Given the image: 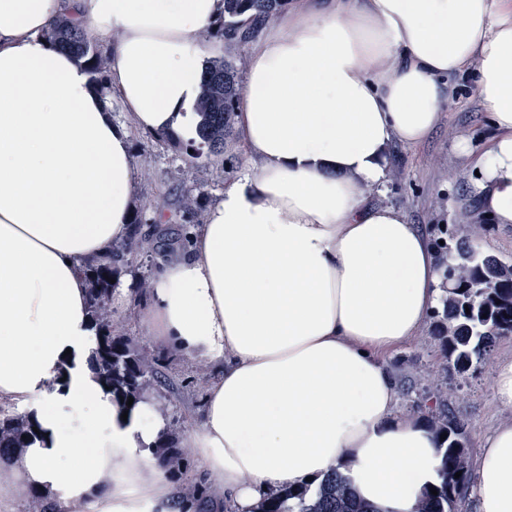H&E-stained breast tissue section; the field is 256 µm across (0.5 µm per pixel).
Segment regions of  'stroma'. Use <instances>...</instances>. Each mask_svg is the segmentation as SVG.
I'll use <instances>...</instances> for the list:
<instances>
[{
	"instance_id": "1",
	"label": "stroma",
	"mask_w": 512,
	"mask_h": 512,
	"mask_svg": "<svg viewBox=\"0 0 512 512\" xmlns=\"http://www.w3.org/2000/svg\"><path fill=\"white\" fill-rule=\"evenodd\" d=\"M461 132L478 147L492 135L487 111L466 79L431 136L414 147H393L391 165L400 169L402 176L389 179L377 196L380 203L403 209L411 223L420 225L430 238L438 224L448 225L456 238L470 237V226L456 208L457 199L470 191L472 182L471 170L454 150L455 137ZM132 143L137 173L135 207L144 219L153 218L151 205L159 198L167 200L173 211L178 208L179 197L187 192L218 199L222 184L213 181L208 171L188 167L182 147L158 142L151 134L139 131L134 132ZM511 356L512 337L504 338L492 350L488 364L463 376L447 375L448 412L464 421L471 439L512 419V409L495 401L491 382L492 362ZM161 362L163 372L182 397L174 418L180 430H187L203 408L207 386L198 381L190 360L169 354ZM389 362L396 374L397 409L404 415L414 413L426 395V373L441 368L437 348L424 333L393 350Z\"/></svg>"
}]
</instances>
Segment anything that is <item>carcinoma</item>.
<instances>
[{"instance_id":"1","label":"carcinoma","mask_w":512,"mask_h":512,"mask_svg":"<svg viewBox=\"0 0 512 512\" xmlns=\"http://www.w3.org/2000/svg\"><path fill=\"white\" fill-rule=\"evenodd\" d=\"M290 0H224V16L206 36L224 40L228 54L208 61L201 74L204 92L195 106L198 116L195 133L202 153L189 143L185 149L190 163L212 167L216 181L236 176L233 160L223 157L235 136V109L243 94L239 80L242 57L230 54L254 40L262 25L288 8ZM48 38L58 49L70 53L82 63L93 85L103 88L108 58L91 33L64 15L53 23ZM207 208L203 194H186L180 212L202 223ZM440 236L434 239L435 251L447 295L432 313V338L437 343L443 368L459 374L484 363L497 341L512 336V259L479 251L469 242L454 241L445 224L438 225ZM180 236H169L143 229V219L136 216L130 235L112 246V256L84 265L89 288V319L95 331V347L90 357L91 369L112 395L148 399L166 385L160 359L128 336L126 324L112 314L111 280L128 271L132 260L158 254ZM444 244H439V241ZM433 387L432 405L425 420L436 435L447 434L440 442V480L437 494L426 492L416 512H463L472 484L471 446L463 422L448 414V388L439 383V375L428 374ZM28 415L15 411L12 404L0 402V460L33 444L40 434ZM178 430L166 429L157 446L169 476L186 474L189 449L178 446ZM461 473L455 477V473ZM252 512H377L374 506L354 494L346 478L334 470L314 492L307 488L286 487L261 499Z\"/></svg>"}]
</instances>
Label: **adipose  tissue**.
Wrapping results in <instances>:
<instances>
[{
	"label": "adipose tissue",
	"instance_id": "1",
	"mask_svg": "<svg viewBox=\"0 0 512 512\" xmlns=\"http://www.w3.org/2000/svg\"><path fill=\"white\" fill-rule=\"evenodd\" d=\"M222 0H0V401L44 435L0 462V512L38 490L94 512H181L127 409L89 364L81 260L126 237L131 133L180 131L202 33ZM109 51L105 90L51 46L59 16ZM468 73L493 134H458L479 214L512 226V0H293L251 43L236 126L248 172L152 279L143 322L214 376L182 443L233 512L270 490L346 476L381 512H415L438 440L399 414L386 357L442 297L426 236L374 202L394 144L423 142ZM127 114L114 121L111 100ZM478 512H512V420L480 434Z\"/></svg>",
	"mask_w": 512,
	"mask_h": 512
}]
</instances>
